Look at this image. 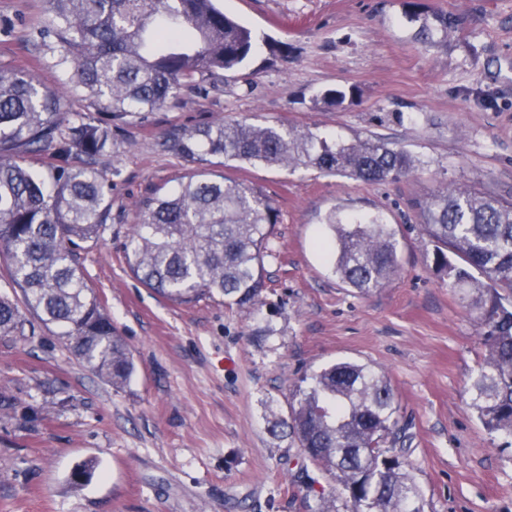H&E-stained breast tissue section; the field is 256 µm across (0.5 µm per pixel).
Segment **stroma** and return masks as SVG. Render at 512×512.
Segmentation results:
<instances>
[{
	"instance_id": "stroma-1",
	"label": "stroma",
	"mask_w": 512,
	"mask_h": 512,
	"mask_svg": "<svg viewBox=\"0 0 512 512\" xmlns=\"http://www.w3.org/2000/svg\"><path fill=\"white\" fill-rule=\"evenodd\" d=\"M457 17L446 41L424 46L408 0H220L225 14L275 42L221 83L128 127L99 167L111 184L112 222L81 254L85 271L128 343L136 371L112 388L37 315L31 336H0V512H313L330 476L294 439L271 434L301 378L340 361L388 378L406 434L423 512H512V448H502L469 406L482 362L476 328L415 208L439 188L512 198V0H418ZM0 66L56 85L57 71L29 41L46 0H0ZM356 88L342 105L316 102ZM218 120L282 123L347 141L381 137L419 157L396 182L235 161L226 176L269 196L281 216L269 237L266 289L239 307L203 298L169 302L138 282L122 246L133 204L170 190L191 170L163 151L161 133ZM377 214L399 240L400 269L362 296L335 276L318 242L329 212ZM94 461L92 476L72 471Z\"/></svg>"
}]
</instances>
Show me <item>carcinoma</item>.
<instances>
[{"instance_id":"carcinoma-1","label":"carcinoma","mask_w":512,"mask_h":512,"mask_svg":"<svg viewBox=\"0 0 512 512\" xmlns=\"http://www.w3.org/2000/svg\"><path fill=\"white\" fill-rule=\"evenodd\" d=\"M51 16L30 33L60 84L0 67V267L22 302L0 296V335H25L23 310L63 329L73 355L124 387L134 373L125 339L85 274L80 252L112 223L101 156L122 125L143 121L207 77L215 82L257 50L252 30L217 0H49ZM408 19L434 45L459 21L413 10ZM78 94L87 111L69 112ZM160 146L194 166L176 188L136 204L125 262L144 286L176 304L221 297L254 305L279 210L261 191L211 166L224 161L305 167L367 182H396L417 169L413 155L380 138L346 143L283 124L218 121L173 129ZM435 269L468 294L484 347L471 376V408L485 430L512 437V201L439 190L419 205ZM321 247L332 271L362 296L400 269L396 231L379 216L329 214ZM289 415L270 430L336 489L316 494L315 512H423L422 491L404 460L398 405L386 377L340 362L302 378Z\"/></svg>"}]
</instances>
